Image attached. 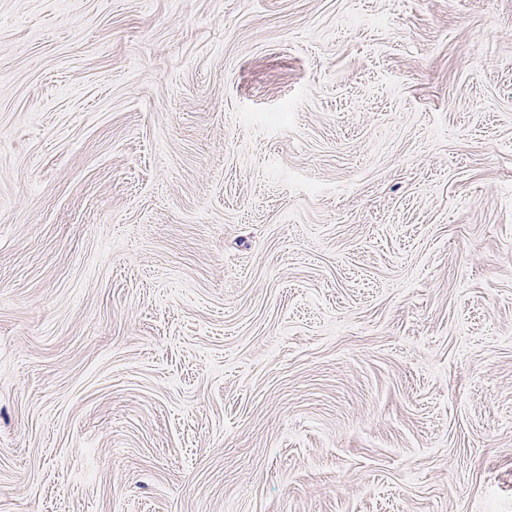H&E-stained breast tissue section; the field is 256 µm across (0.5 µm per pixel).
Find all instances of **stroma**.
Instances as JSON below:
<instances>
[{
	"label": "stroma",
	"mask_w": 512,
	"mask_h": 512,
	"mask_svg": "<svg viewBox=\"0 0 512 512\" xmlns=\"http://www.w3.org/2000/svg\"><path fill=\"white\" fill-rule=\"evenodd\" d=\"M0 512H512V0H0Z\"/></svg>",
	"instance_id": "obj_1"
}]
</instances>
